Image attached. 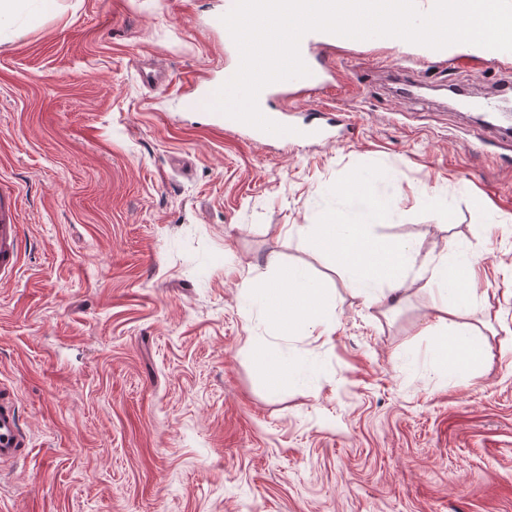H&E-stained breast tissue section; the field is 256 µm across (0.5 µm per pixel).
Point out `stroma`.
I'll return each instance as SVG.
<instances>
[{
  "instance_id": "35a3bbf8",
  "label": "stroma",
  "mask_w": 512,
  "mask_h": 512,
  "mask_svg": "<svg viewBox=\"0 0 512 512\" xmlns=\"http://www.w3.org/2000/svg\"><path fill=\"white\" fill-rule=\"evenodd\" d=\"M222 0H56L0 24V202L21 261L0 281V383L28 439L0 512H512V362L475 379L405 368L435 299L408 274L366 304L294 224L382 172L372 230L481 254L512 338V148L463 108L512 84V53L437 60L391 40L326 54L347 88L288 101L342 142L256 144L188 99L224 73ZM152 67L167 79L151 89ZM436 194L444 207H430ZM332 288L330 335L277 336L240 295L270 257ZM313 355L316 387L276 391L261 354Z\"/></svg>"
}]
</instances>
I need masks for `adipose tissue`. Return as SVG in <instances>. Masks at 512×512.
Segmentation results:
<instances>
[{"label":"adipose tissue","mask_w":512,"mask_h":512,"mask_svg":"<svg viewBox=\"0 0 512 512\" xmlns=\"http://www.w3.org/2000/svg\"><path fill=\"white\" fill-rule=\"evenodd\" d=\"M386 180L383 174L362 176L356 184L337 188L340 219L329 224H301L296 231L327 253L345 271L350 288L369 303L379 301L384 289H397L410 271H419L439 296L436 319L430 327L433 373L476 378L491 351L479 330L460 323L458 317L474 305L489 302L490 288L478 275L479 256L462 249L451 262L422 256L420 244L413 241H375L371 229L389 208L387 197L378 189ZM268 267L269 276L246 290L241 314L248 318L261 311L280 336L317 330L329 333L334 304L328 289L306 270L284 266L278 258H270ZM265 361L264 380L270 387L307 388L316 381L314 358L293 357L269 347Z\"/></svg>","instance_id":"obj_1"}]
</instances>
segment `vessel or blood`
<instances>
[{"instance_id": "1", "label": "vessel or blood", "mask_w": 512, "mask_h": 512, "mask_svg": "<svg viewBox=\"0 0 512 512\" xmlns=\"http://www.w3.org/2000/svg\"><path fill=\"white\" fill-rule=\"evenodd\" d=\"M336 40V35L325 32H310L303 36L300 53L310 74L266 86L258 97V106L266 117L281 124L285 123L286 117L283 109L278 108V101L310 95L332 87L336 72L314 53L313 48L318 44H333ZM299 139L307 142H330L334 136L324 125L308 122L300 125L298 134L283 135L281 141L290 144ZM19 233L20 226L12 212L0 208V274L13 272L19 264ZM26 448V436L17 423L12 405L0 400V462L19 460L25 456Z\"/></svg>"}]
</instances>
